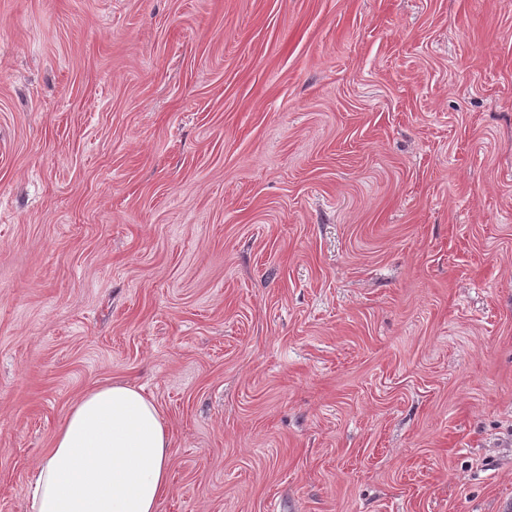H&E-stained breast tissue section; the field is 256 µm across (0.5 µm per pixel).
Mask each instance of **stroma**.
Returning a JSON list of instances; mask_svg holds the SVG:
<instances>
[{
    "label": "stroma",
    "mask_w": 512,
    "mask_h": 512,
    "mask_svg": "<svg viewBox=\"0 0 512 512\" xmlns=\"http://www.w3.org/2000/svg\"><path fill=\"white\" fill-rule=\"evenodd\" d=\"M112 381L157 512H512V0H0V512Z\"/></svg>",
    "instance_id": "35a3bbf8"
}]
</instances>
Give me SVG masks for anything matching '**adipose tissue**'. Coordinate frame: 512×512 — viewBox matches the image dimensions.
Returning <instances> with one entry per match:
<instances>
[{
  "label": "adipose tissue",
  "mask_w": 512,
  "mask_h": 512,
  "mask_svg": "<svg viewBox=\"0 0 512 512\" xmlns=\"http://www.w3.org/2000/svg\"><path fill=\"white\" fill-rule=\"evenodd\" d=\"M169 446L161 412L141 388L90 387L31 472V510L156 512L170 488Z\"/></svg>",
  "instance_id": "obj_1"
}]
</instances>
